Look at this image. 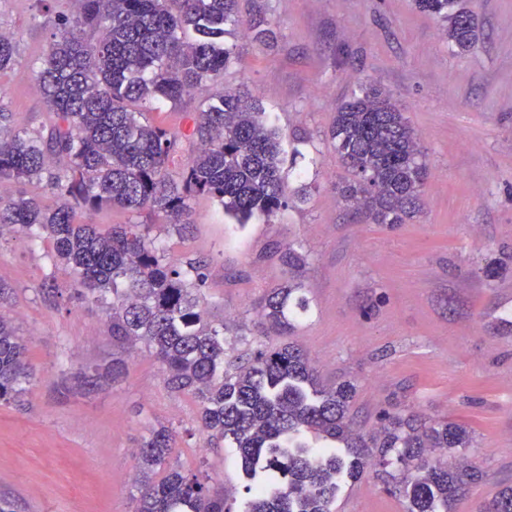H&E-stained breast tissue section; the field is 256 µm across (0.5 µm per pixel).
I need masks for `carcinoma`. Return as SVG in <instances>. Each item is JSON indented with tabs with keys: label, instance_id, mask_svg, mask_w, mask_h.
<instances>
[{
	"label": "carcinoma",
	"instance_id": "carcinoma-1",
	"mask_svg": "<svg viewBox=\"0 0 512 512\" xmlns=\"http://www.w3.org/2000/svg\"><path fill=\"white\" fill-rule=\"evenodd\" d=\"M76 9L53 20L56 32L42 58L38 82L54 115L49 138L39 130L0 128V185L24 181L38 195L0 197L6 231L53 242L47 293L60 292L58 269L72 276L71 297L102 308L112 342L142 344L161 365L166 387L197 402L212 448L228 442L249 480L237 509L215 489L203 461L194 471L171 465L179 431L151 429L138 451L135 512H336L340 482L368 470L388 477L407 512H448V502L479 479L466 463L434 464L429 454L469 447L466 428L427 425L409 413H384L369 437L350 418L355 388L320 385L308 356L288 342L224 348V320L203 317L206 263L173 260L154 224H114L103 232L79 220L106 206L161 214L183 236L190 201L208 196L240 224L271 218L288 206L279 133L252 97L226 90L186 112V126L141 121L135 105L175 106L205 90L238 61L226 37L268 45L277 38L259 15L239 16V0H72ZM442 22L448 45L473 50L480 31L466 0H415ZM97 34L90 41L86 32ZM16 41L0 32V72L13 63ZM336 154L351 173L344 201L374 224H404L419 211L429 175L408 119L389 93L360 85L336 112L330 131ZM183 140L196 143L178 176L169 163ZM288 285L259 305L261 335L289 336L306 299L293 297L305 256L281 257ZM24 337L0 314V404L21 398L34 378ZM114 359L77 382L95 385L123 375Z\"/></svg>",
	"mask_w": 512,
	"mask_h": 512
}]
</instances>
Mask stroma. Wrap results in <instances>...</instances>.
Segmentation results:
<instances>
[{"instance_id": "35a3bbf8", "label": "stroma", "mask_w": 512, "mask_h": 512, "mask_svg": "<svg viewBox=\"0 0 512 512\" xmlns=\"http://www.w3.org/2000/svg\"><path fill=\"white\" fill-rule=\"evenodd\" d=\"M480 33L451 48L438 19L413 0H240L243 18L265 16L274 45L243 41L217 90L251 93L283 137V176L307 199L241 225L214 200L192 202L190 236L160 229L171 257L209 264L208 310L230 348L258 341L259 303L285 284L280 261L306 257L308 301L292 336L327 387L354 384L351 413L363 431L383 413L463 425L480 480L448 512H485L512 489V0H467ZM68 0H0V30L18 54L0 74L5 126L48 130L52 114L35 78L52 31L48 12ZM390 91L414 128L430 176L406 224H373L347 209L350 180L329 130L359 86ZM47 240L0 237V283L36 375L20 402L0 405V498L14 512H133L139 445L174 425L175 463L207 461L216 488L243 499L231 445L209 449L191 396L167 389L146 350L112 341L105 314L68 296L45 297ZM123 359L125 374L93 390L78 368ZM336 512H406L380 474L344 479Z\"/></svg>"}]
</instances>
